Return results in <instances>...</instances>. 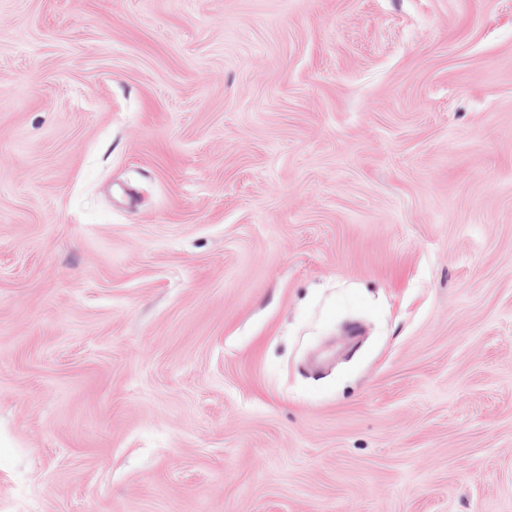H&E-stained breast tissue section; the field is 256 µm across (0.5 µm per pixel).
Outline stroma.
<instances>
[{
  "mask_svg": "<svg viewBox=\"0 0 512 512\" xmlns=\"http://www.w3.org/2000/svg\"><path fill=\"white\" fill-rule=\"evenodd\" d=\"M0 512H512V0H0Z\"/></svg>",
  "mask_w": 512,
  "mask_h": 512,
  "instance_id": "obj_1",
  "label": "stroma"
}]
</instances>
